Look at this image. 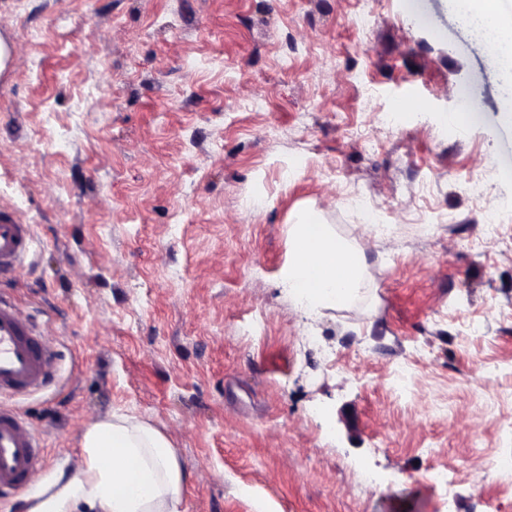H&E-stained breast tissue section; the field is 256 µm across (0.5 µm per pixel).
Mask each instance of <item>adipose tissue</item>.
Wrapping results in <instances>:
<instances>
[{
    "mask_svg": "<svg viewBox=\"0 0 512 512\" xmlns=\"http://www.w3.org/2000/svg\"><path fill=\"white\" fill-rule=\"evenodd\" d=\"M492 59L512 58V16L499 0H450ZM284 279L309 309L342 307L360 290L365 257L336 236L320 216L303 211L292 230ZM186 476L168 438L135 415L95 420L82 436L79 476L57 480L28 512H180Z\"/></svg>",
    "mask_w": 512,
    "mask_h": 512,
    "instance_id": "1",
    "label": "adipose tissue"
}]
</instances>
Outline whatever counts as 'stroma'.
I'll return each instance as SVG.
<instances>
[{
	"label": "stroma",
	"mask_w": 512,
	"mask_h": 512,
	"mask_svg": "<svg viewBox=\"0 0 512 512\" xmlns=\"http://www.w3.org/2000/svg\"><path fill=\"white\" fill-rule=\"evenodd\" d=\"M0 43V214L35 237L0 294L61 355L0 401L46 454L0 512L115 414L186 512H512V116L448 0H0ZM306 208L366 258L316 314L283 282Z\"/></svg>",
	"instance_id": "obj_1"
}]
</instances>
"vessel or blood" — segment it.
<instances>
[{"label": "vessel or blood", "mask_w": 512, "mask_h": 512, "mask_svg": "<svg viewBox=\"0 0 512 512\" xmlns=\"http://www.w3.org/2000/svg\"><path fill=\"white\" fill-rule=\"evenodd\" d=\"M33 245L32 227L0 218V271H17ZM58 355L15 306L0 300V395L23 396L51 380ZM45 464L42 443L15 410L0 406V492L26 490Z\"/></svg>", "instance_id": "b4317fda"}]
</instances>
